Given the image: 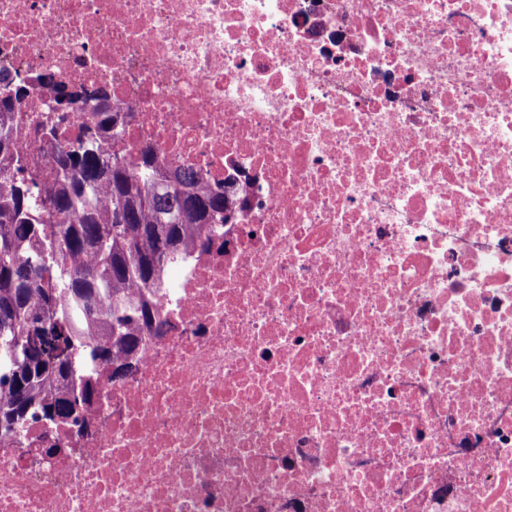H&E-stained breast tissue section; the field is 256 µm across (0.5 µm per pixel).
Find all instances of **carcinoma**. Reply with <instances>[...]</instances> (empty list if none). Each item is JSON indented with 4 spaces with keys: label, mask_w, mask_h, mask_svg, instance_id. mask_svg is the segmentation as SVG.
<instances>
[{
    "label": "carcinoma",
    "mask_w": 512,
    "mask_h": 512,
    "mask_svg": "<svg viewBox=\"0 0 512 512\" xmlns=\"http://www.w3.org/2000/svg\"><path fill=\"white\" fill-rule=\"evenodd\" d=\"M65 90L49 75L0 78V435L21 437L35 417L55 428L79 421L97 397L88 358L136 372L145 334H163L156 307L165 269L183 262L208 224H227L226 190L191 168L112 151L121 119L102 93L76 140L55 150L46 180L19 177L27 161L14 140L24 99ZM112 295V307H97ZM52 309L48 320L42 312Z\"/></svg>",
    "instance_id": "carcinoma-1"
}]
</instances>
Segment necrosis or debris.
Wrapping results in <instances>:
<instances>
[{
  "label": "necrosis or debris",
  "instance_id": "4bbe7bcc",
  "mask_svg": "<svg viewBox=\"0 0 512 512\" xmlns=\"http://www.w3.org/2000/svg\"><path fill=\"white\" fill-rule=\"evenodd\" d=\"M43 72L241 193L0 512H512V0H0Z\"/></svg>",
  "mask_w": 512,
  "mask_h": 512
}]
</instances>
